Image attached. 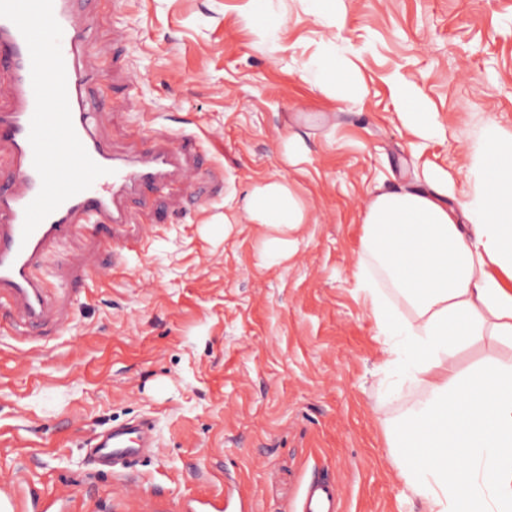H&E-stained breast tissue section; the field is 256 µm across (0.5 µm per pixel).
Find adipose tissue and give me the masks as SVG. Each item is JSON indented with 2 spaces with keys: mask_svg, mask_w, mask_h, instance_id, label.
<instances>
[{
  "mask_svg": "<svg viewBox=\"0 0 512 512\" xmlns=\"http://www.w3.org/2000/svg\"><path fill=\"white\" fill-rule=\"evenodd\" d=\"M313 66L338 98L363 96L345 60L328 52ZM468 174L453 204L436 174L429 192L374 194L354 276L388 353L409 357L424 390L392 432L405 487L426 512H512V357L467 372L455 362L466 345L512 344V143L495 124ZM224 222L254 227L276 263L290 256L310 207L288 180L268 177Z\"/></svg>",
  "mask_w": 512,
  "mask_h": 512,
  "instance_id": "adipose-tissue-1",
  "label": "adipose tissue"
}]
</instances>
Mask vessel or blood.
<instances>
[{
  "label": "vessel or blood",
  "instance_id": "obj_1",
  "mask_svg": "<svg viewBox=\"0 0 512 512\" xmlns=\"http://www.w3.org/2000/svg\"><path fill=\"white\" fill-rule=\"evenodd\" d=\"M77 0H0V73L9 78L0 102V152L13 178L0 184V306L17 334L51 327L68 317L37 271L46 253L80 226L109 228L116 248L131 249L130 203L172 183L192 185L188 163L195 135L152 143L139 155H116L94 133L99 99L87 94L81 56L91 31ZM150 418L113 426L91 443L98 464L136 463L157 447ZM335 484H310L300 512H338Z\"/></svg>",
  "mask_w": 512,
  "mask_h": 512
}]
</instances>
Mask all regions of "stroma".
I'll use <instances>...</instances> for the list:
<instances>
[{"mask_svg": "<svg viewBox=\"0 0 512 512\" xmlns=\"http://www.w3.org/2000/svg\"><path fill=\"white\" fill-rule=\"evenodd\" d=\"M314 0H89L83 57L113 151L195 134L194 191L131 201L147 233L59 244L40 268L70 326L33 340L0 314V495L56 512H183L240 483L254 512H296L305 484L341 488V512H425L393 463L388 431L423 396L385 353L353 272L378 189H467L488 121L512 136V0H340L335 51L361 78L341 102L305 77L322 51ZM273 17L261 37L243 18ZM439 133L399 116L394 84ZM137 91L141 111L129 109ZM298 137V163L283 155ZM288 178L311 211L295 254L270 267L248 225L224 216L253 182ZM151 417L160 446L136 467L158 490L127 501L125 477L86 443ZM404 124L416 136L430 139L436 133V125L431 112H426L421 102L408 106L404 112H400Z\"/></svg>", "mask_w": 512, "mask_h": 512, "instance_id": "1", "label": "stroma"}]
</instances>
